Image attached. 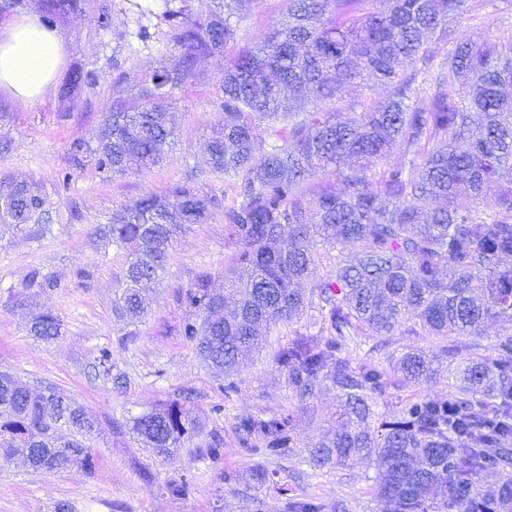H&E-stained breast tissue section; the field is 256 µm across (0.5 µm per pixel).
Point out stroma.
<instances>
[{
  "label": "stroma",
  "instance_id": "obj_1",
  "mask_svg": "<svg viewBox=\"0 0 512 512\" xmlns=\"http://www.w3.org/2000/svg\"><path fill=\"white\" fill-rule=\"evenodd\" d=\"M104 5L112 14L108 29L98 23ZM285 9V0H243L236 14L235 46L256 42ZM56 28L67 41L60 77L80 67L93 72L94 80L67 101H60L54 87L26 108L12 107L0 93V107L13 113L10 126L0 130V194L17 181L35 184L53 215L47 227L32 225L23 233L0 223V373L30 384L55 383L101 422L102 432L96 440L98 461L91 470L36 472L0 457V512H56L64 502L72 512H284L285 498L274 486L244 493L225 484V473H236L245 483L259 465L276 472L297 496L324 504L325 512H386L371 492L377 475L373 462L356 459L321 470L307 462L311 444L334 424L338 401L325 384L298 400L274 362L275 352L287 345L294 330L304 329L305 320L270 326L261 347L234 373L236 390L229 394L201 363L194 343L183 336L182 325L192 313L176 302L177 289L188 287L201 274L223 284L224 270L232 262L223 213L178 236L144 322L132 327L113 316V292L125 256L94 234L113 209L148 192L162 193L170 183L187 178L227 199L237 196L239 179L211 174L205 150L206 139L223 118L221 73L214 59L203 58L201 78L176 91L177 139L160 166L106 179L89 165L73 171L64 190L59 176L67 169L71 143L91 137L115 83L137 87L153 70L167 46V25L152 19L151 38L143 42L132 34L126 0H87L83 12L67 16ZM457 29L476 40L511 38L512 0H468ZM34 268L54 277L56 288L43 294L26 291L23 283ZM44 309L63 325L58 341H41L28 330L30 312ZM446 343L444 337L426 334L366 335L351 344L349 356L355 364L371 358L387 366L408 351L439 356ZM103 348L111 352L116 369L127 374L126 387L90 373L89 362ZM182 398L204 431L223 435L224 450L217 458L190 444L176 460L162 463L128 437L113 434L112 420ZM288 412L295 416L300 439L294 457H268L238 446L233 426L239 418ZM143 465L160 479L185 481L186 493L172 497L147 486L139 475Z\"/></svg>",
  "mask_w": 512,
  "mask_h": 512
}]
</instances>
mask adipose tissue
<instances>
[{"label": "adipose tissue", "instance_id": "ef3b65f1", "mask_svg": "<svg viewBox=\"0 0 512 512\" xmlns=\"http://www.w3.org/2000/svg\"><path fill=\"white\" fill-rule=\"evenodd\" d=\"M66 42L38 16L0 26V92L21 106L38 101L52 87L63 63Z\"/></svg>", "mask_w": 512, "mask_h": 512}]
</instances>
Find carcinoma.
Returning a JSON list of instances; mask_svg holds the SVG:
<instances>
[{"label": "carcinoma", "instance_id": "cac0c4a2", "mask_svg": "<svg viewBox=\"0 0 512 512\" xmlns=\"http://www.w3.org/2000/svg\"><path fill=\"white\" fill-rule=\"evenodd\" d=\"M161 2L156 12L152 3ZM136 36L150 38L148 22L163 17L174 53L160 55L134 88L116 81L89 140L70 147L74 169L91 164L102 175L146 173L174 144V92L198 77L200 57L216 60L224 119L206 144L211 172L242 181L241 200L205 192L187 179L161 194L148 192L112 212L96 228L126 261L112 312L128 324L146 314V296L167 271L175 237L217 211L234 247L224 269L230 292L199 276L177 300L194 312L182 334L205 365L229 375L244 352L258 346V330L306 314L321 335L297 333L275 354L288 389L301 400L327 382L339 402L336 430L314 444L310 463L339 467L355 457L376 462V497L392 512H512V333L498 336L486 354L461 368L459 348L442 351L448 397L420 396L398 413L375 407L397 392L427 382L442 366L420 352L404 354L388 370L369 360L352 366L355 336H387L404 324L435 336H484L486 322L512 324V38L498 42L458 38L453 26L467 0H287L285 15L252 46L228 55L241 0H130ZM85 0H39L43 21L84 9ZM450 46L420 105L419 77L438 49ZM94 80L73 69L60 88L65 101ZM385 85L392 95L343 120L323 104L347 88ZM282 123L278 142L258 155L268 126ZM400 159L391 163L394 150ZM385 168L374 177L378 161ZM333 173L341 188L325 180ZM497 185L493 199L484 190ZM476 203L461 207L458 198ZM52 214L37 187L21 181L0 199V223L18 230L49 224ZM354 249L336 256V274L316 279L317 245ZM55 287L35 268L27 290ZM29 331L51 342L63 336L50 311L30 316ZM96 376L117 385L112 355L99 350ZM101 423L54 384L33 390L0 374V452L33 470L93 469ZM151 453L172 460L201 433L179 400L131 420L112 422ZM239 444L264 455L293 453L295 417L247 416L235 426ZM150 486L170 495L184 481ZM497 490L482 489L486 475ZM285 512H323L308 498H289Z\"/></svg>", "mask_w": 512, "mask_h": 512}]
</instances>
